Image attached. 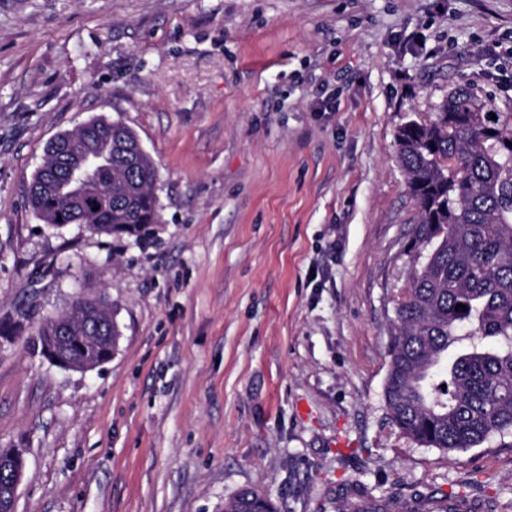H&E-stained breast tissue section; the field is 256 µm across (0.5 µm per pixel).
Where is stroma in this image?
Listing matches in <instances>:
<instances>
[{"mask_svg": "<svg viewBox=\"0 0 512 512\" xmlns=\"http://www.w3.org/2000/svg\"><path fill=\"white\" fill-rule=\"evenodd\" d=\"M512 0H0V448L17 512H336L354 483L512 512V433L455 452L390 421L384 385L417 214L400 124L465 86L512 113ZM96 116L157 168L134 240L44 223L46 145ZM105 297L111 361L30 347ZM23 450L12 448L8 457L0 455V512H15L18 487L24 475ZM1 482L3 491H1ZM13 506V507H12Z\"/></svg>", "mask_w": 512, "mask_h": 512, "instance_id": "obj_1", "label": "stroma"}]
</instances>
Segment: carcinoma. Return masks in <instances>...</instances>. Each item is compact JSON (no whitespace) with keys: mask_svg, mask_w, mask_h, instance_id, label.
<instances>
[{"mask_svg":"<svg viewBox=\"0 0 512 512\" xmlns=\"http://www.w3.org/2000/svg\"><path fill=\"white\" fill-rule=\"evenodd\" d=\"M137 140L130 127L104 117L56 135L30 185L34 211L56 227L144 235L159 220L156 168ZM395 142L417 208L412 242L428 256L409 270L395 305L386 406L392 423L415 441L467 450L512 431V113L460 88L436 120L402 124ZM86 155L112 182V199L96 211L82 191L60 193ZM459 304L466 310H455ZM91 316L100 322L93 350L99 359L106 336L120 332L104 313ZM66 319V312L48 317L33 347L58 335Z\"/></svg>","mask_w":512,"mask_h":512,"instance_id":"cac0c4a2","label":"carcinoma"}]
</instances>
